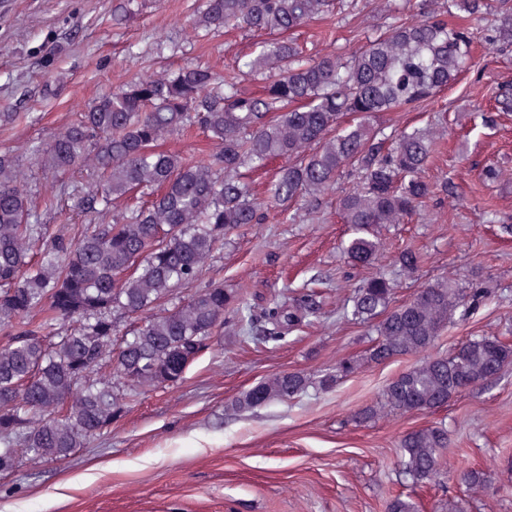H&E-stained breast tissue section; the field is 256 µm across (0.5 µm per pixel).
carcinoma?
Returning <instances> with one entry per match:
<instances>
[{"label":"carcinoma","instance_id":"1","mask_svg":"<svg viewBox=\"0 0 512 512\" xmlns=\"http://www.w3.org/2000/svg\"><path fill=\"white\" fill-rule=\"evenodd\" d=\"M345 7V0H206L192 19L195 30L259 32L268 36L261 49L222 73L196 66L132 81L36 148L48 210L64 195L58 174L79 166L97 172V181L70 196L75 208L100 219L86 229L34 220L16 161L0 154V474L6 459L17 467L21 450L34 459H68L104 434L137 389L181 379L218 330L229 327L257 346L277 344L285 331L322 317V296L314 290L276 295L259 312L222 286L174 300L227 233L263 223L271 209L285 218L295 207L319 209L346 173L353 187L336 202L352 228L345 252L365 266L379 250L373 227L401 224L425 200L457 194L446 179L431 184L421 177L434 152L432 129L387 135L366 118L415 111L455 84L476 41L489 50L511 48L512 0H448L447 9L476 21L493 16L484 28L450 25L434 9L410 10L350 56L308 57L290 32ZM256 74L265 75L259 92L242 91V80ZM196 130L215 146L208 161L161 149L169 137ZM276 159L281 165L258 199L252 176ZM118 198L131 204L103 221ZM398 263L413 274L421 255L407 247ZM485 298L478 288L437 280L394 305L386 278L368 280L354 290L346 318L371 328L372 345L365 356L323 374L318 387L332 390L363 362L427 350L461 306ZM124 318L132 323L123 333ZM113 364L128 390L95 376ZM511 364L508 341L470 338L400 373L387 384L384 405L433 412L459 388L482 386ZM309 384L302 372H279L231 407L250 412L294 399ZM449 444L443 426L407 432L399 442L403 473L415 485L445 491ZM460 481L471 489L488 476L467 470Z\"/></svg>","mask_w":512,"mask_h":512}]
</instances>
